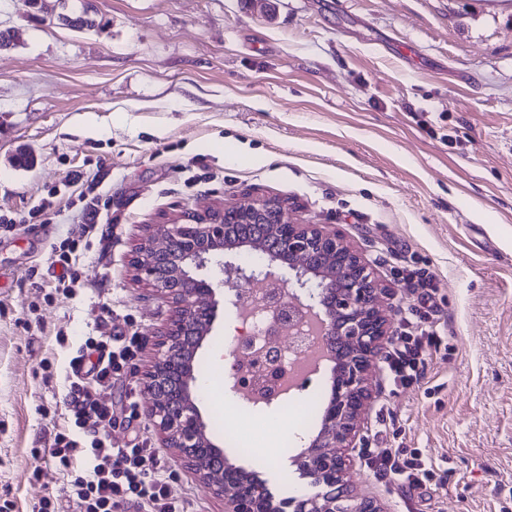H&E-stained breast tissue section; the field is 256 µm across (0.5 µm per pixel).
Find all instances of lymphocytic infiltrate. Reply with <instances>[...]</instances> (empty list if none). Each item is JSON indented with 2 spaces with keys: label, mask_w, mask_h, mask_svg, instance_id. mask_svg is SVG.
Masks as SVG:
<instances>
[{
  "label": "lymphocytic infiltrate",
  "mask_w": 512,
  "mask_h": 512,
  "mask_svg": "<svg viewBox=\"0 0 512 512\" xmlns=\"http://www.w3.org/2000/svg\"><path fill=\"white\" fill-rule=\"evenodd\" d=\"M414 289L425 312L418 319H404L384 359L389 378L403 386L425 377L428 358L440 347L437 327L428 314L433 306V281L419 276ZM139 350L136 337L101 335L88 338L70 361L69 423L84 437L72 438L71 429L55 432L46 453L71 473L66 497L76 512H116L126 504L137 505L140 512H184L183 502L170 495L167 470L158 454L143 443L113 446L107 432L112 425V405L101 394ZM366 459L376 477L411 492L425 488L433 477L432 464L416 455L402 457L392 448L369 449Z\"/></svg>",
  "instance_id": "1"
}]
</instances>
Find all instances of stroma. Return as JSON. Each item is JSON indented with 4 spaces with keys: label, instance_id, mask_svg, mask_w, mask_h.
<instances>
[{
    "label": "stroma",
    "instance_id": "stroma-1",
    "mask_svg": "<svg viewBox=\"0 0 512 512\" xmlns=\"http://www.w3.org/2000/svg\"><path fill=\"white\" fill-rule=\"evenodd\" d=\"M82 13L94 27L70 25ZM5 30L0 213L54 217L0 232V506L64 496L66 475L31 451L66 426L68 360L101 331L141 342L105 396L113 445L147 442L186 512H224L145 411L144 372L175 305L131 260L154 225L253 195L343 232L396 297L391 330L420 310L412 276L437 287L441 345L424 379L395 389L383 367L368 376L354 492L384 512H512V0H0ZM85 196L106 201L112 233L83 249L75 292L45 301L52 248L77 235ZM237 325L219 304L198 353L212 388L201 413L224 416L210 436L278 496L309 492L296 421L271 461L226 439L268 442L279 412L225 402L211 352ZM385 446L432 462L427 488L377 479L360 456Z\"/></svg>",
    "mask_w": 512,
    "mask_h": 512
}]
</instances>
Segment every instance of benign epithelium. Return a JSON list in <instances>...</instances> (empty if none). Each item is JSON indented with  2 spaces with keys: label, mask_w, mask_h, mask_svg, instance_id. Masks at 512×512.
I'll use <instances>...</instances> for the list:
<instances>
[{
  "label": "benign epithelium",
  "mask_w": 512,
  "mask_h": 512,
  "mask_svg": "<svg viewBox=\"0 0 512 512\" xmlns=\"http://www.w3.org/2000/svg\"><path fill=\"white\" fill-rule=\"evenodd\" d=\"M242 247L260 254L262 262L236 267L237 280L216 282L196 274L208 264L231 265ZM133 267L139 280L176 304L161 350L145 373L147 413L175 456L224 498V512H383L373 498L353 495L347 450L360 436L370 397L367 376L389 340L394 296L341 232L295 223L277 197H245L193 224L156 225L139 243ZM285 267L293 272L288 279L279 274ZM240 281L277 285L271 299L280 319L291 325L306 313L315 316L321 345L333 351L331 391L320 428L295 459L315 488L312 493L278 498L267 483L224 457L197 404L194 362L212 330L217 292L227 289L225 297L238 309L247 302ZM238 358L236 345L229 353L230 389L272 404L276 392L254 394Z\"/></svg>",
  "instance_id": "benign-epithelium-1"
}]
</instances>
